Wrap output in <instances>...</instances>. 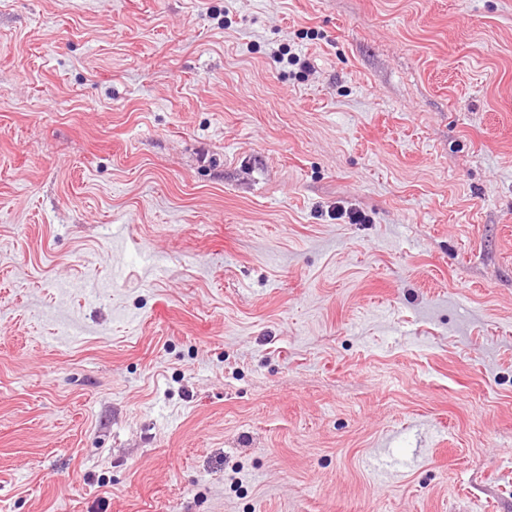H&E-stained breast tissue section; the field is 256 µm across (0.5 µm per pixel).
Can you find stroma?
Masks as SVG:
<instances>
[{
    "mask_svg": "<svg viewBox=\"0 0 512 512\" xmlns=\"http://www.w3.org/2000/svg\"><path fill=\"white\" fill-rule=\"evenodd\" d=\"M0 512H512V0H0Z\"/></svg>",
    "mask_w": 512,
    "mask_h": 512,
    "instance_id": "stroma-1",
    "label": "stroma"
}]
</instances>
